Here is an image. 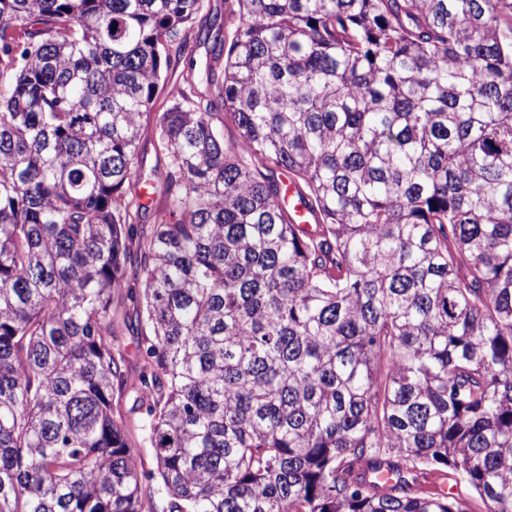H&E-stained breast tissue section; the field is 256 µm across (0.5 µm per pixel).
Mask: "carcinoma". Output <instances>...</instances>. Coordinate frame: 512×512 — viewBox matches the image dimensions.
I'll use <instances>...</instances> for the list:
<instances>
[{
  "mask_svg": "<svg viewBox=\"0 0 512 512\" xmlns=\"http://www.w3.org/2000/svg\"><path fill=\"white\" fill-rule=\"evenodd\" d=\"M205 8L0 0V512H512V0ZM284 182L286 185V192L282 200V204L294 211L300 224H312L311 221L315 217L314 213L310 210L306 202L299 196L293 180L285 177ZM114 342L120 344L127 354V364L131 376H135L139 371V366L142 361L138 351V336H134L125 327L117 330V336L114 337ZM129 439L134 448V459L139 469L150 471L155 469L153 450L150 444L144 439L140 427L132 418L128 423Z\"/></svg>",
  "mask_w": 512,
  "mask_h": 512,
  "instance_id": "obj_1",
  "label": "carcinoma"
}]
</instances>
